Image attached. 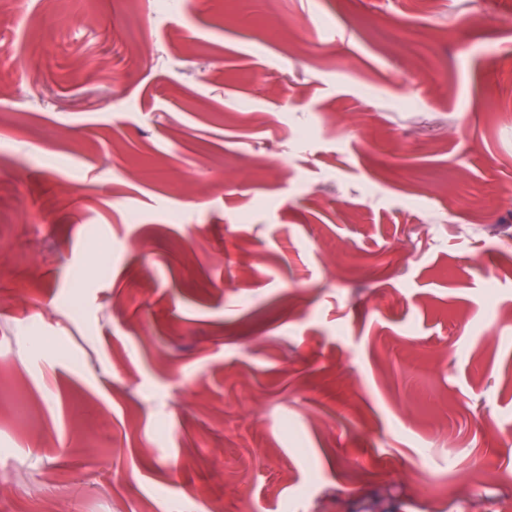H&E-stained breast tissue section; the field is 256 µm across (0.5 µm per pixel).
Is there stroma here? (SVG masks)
Wrapping results in <instances>:
<instances>
[{"label":"stroma","mask_w":512,"mask_h":512,"mask_svg":"<svg viewBox=\"0 0 512 512\" xmlns=\"http://www.w3.org/2000/svg\"><path fill=\"white\" fill-rule=\"evenodd\" d=\"M483 9L512 0H11L0 387L39 418L0 420V512H504L448 484L512 473Z\"/></svg>","instance_id":"stroma-1"}]
</instances>
